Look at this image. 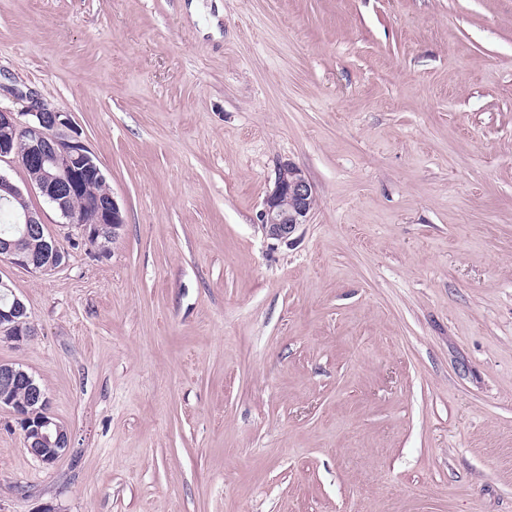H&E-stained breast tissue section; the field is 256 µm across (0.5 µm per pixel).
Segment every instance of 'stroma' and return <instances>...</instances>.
Masks as SVG:
<instances>
[{
	"instance_id": "obj_1",
	"label": "stroma",
	"mask_w": 512,
	"mask_h": 512,
	"mask_svg": "<svg viewBox=\"0 0 512 512\" xmlns=\"http://www.w3.org/2000/svg\"><path fill=\"white\" fill-rule=\"evenodd\" d=\"M69 113L122 206L0 261V512H512V0H0V105ZM316 187L267 239L277 163ZM2 287L6 290V294L12 295L13 299L10 305L2 308L1 305L8 303L10 298L0 294V333L14 341H23L27 337L24 328L30 329L26 306L13 294L11 286L0 279V288ZM13 398L17 404L27 402L18 406ZM48 405L45 390L32 374L0 362V408L13 412L23 433L26 451L46 465L55 463L70 446L68 429L50 415Z\"/></svg>"
}]
</instances>
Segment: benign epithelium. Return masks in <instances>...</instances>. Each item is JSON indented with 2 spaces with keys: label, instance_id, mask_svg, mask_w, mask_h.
Listing matches in <instances>:
<instances>
[{
  "label": "benign epithelium",
  "instance_id": "1",
  "mask_svg": "<svg viewBox=\"0 0 512 512\" xmlns=\"http://www.w3.org/2000/svg\"><path fill=\"white\" fill-rule=\"evenodd\" d=\"M20 132L29 139L24 167L30 174V184L54 206L64 223L77 226L88 239L104 237L117 243L125 219L113 194L96 202L97 218L92 223L84 222L68 208V201L83 190L87 181L105 179L96 157L73 129L69 115L36 103L18 112L0 106V159L13 154V139ZM315 198V187L300 167L289 161L279 163L273 188L260 212L265 237L289 241L299 226L307 223ZM18 223L23 225L22 238H37L42 248L25 251L17 242L1 239V259L35 271L51 270L62 264L64 253L46 232L38 211L25 209ZM27 328V309L18 297H13L10 305L0 307L1 334L20 342L25 339ZM18 388L28 392V400L22 406L16 405L12 397ZM48 405L45 390L32 374L0 362V408L13 412L26 451L46 465L55 463L70 446L68 429L50 415Z\"/></svg>",
  "mask_w": 512,
  "mask_h": 512
}]
</instances>
